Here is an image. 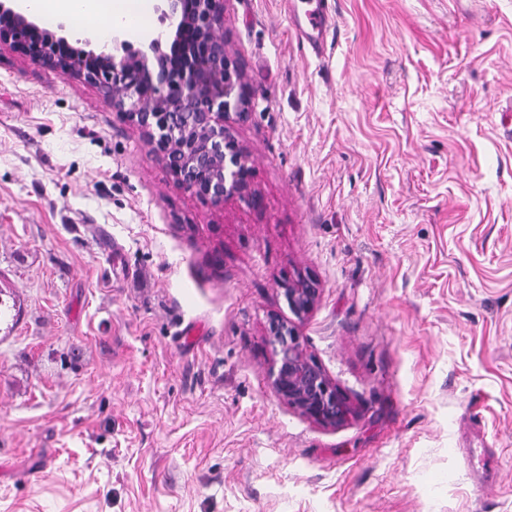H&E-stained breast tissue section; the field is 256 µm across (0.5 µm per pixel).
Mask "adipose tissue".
<instances>
[{
  "label": "adipose tissue",
  "instance_id": "obj_1",
  "mask_svg": "<svg viewBox=\"0 0 512 512\" xmlns=\"http://www.w3.org/2000/svg\"><path fill=\"white\" fill-rule=\"evenodd\" d=\"M20 9L40 19L53 22L66 20L77 32L106 30L119 24L126 31L140 34L148 31L151 5L149 0H17Z\"/></svg>",
  "mask_w": 512,
  "mask_h": 512
}]
</instances>
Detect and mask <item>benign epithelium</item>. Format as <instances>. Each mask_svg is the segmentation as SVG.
Wrapping results in <instances>:
<instances>
[{
    "mask_svg": "<svg viewBox=\"0 0 512 512\" xmlns=\"http://www.w3.org/2000/svg\"><path fill=\"white\" fill-rule=\"evenodd\" d=\"M155 11L163 28L147 49L115 38L113 51L96 52L0 0V46L96 87L153 146L175 180L200 198L217 206L250 193L249 153L236 129L251 115L253 91L240 59L225 49L224 0H156ZM283 291L295 319H267L266 336L276 346L271 388L307 418L341 424L351 407L323 366L306 354L295 323L314 309L320 288L298 278Z\"/></svg>",
    "mask_w": 512,
    "mask_h": 512,
    "instance_id": "1",
    "label": "benign epithelium"
}]
</instances>
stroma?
Wrapping results in <instances>:
<instances>
[{
    "mask_svg": "<svg viewBox=\"0 0 512 512\" xmlns=\"http://www.w3.org/2000/svg\"><path fill=\"white\" fill-rule=\"evenodd\" d=\"M224 0L254 198L0 47V512H512V0ZM352 408L274 394L270 314ZM284 295L288 307L297 320L305 318L314 309L320 294V288L314 280L298 278L284 285Z\"/></svg>",
    "mask_w": 512,
    "mask_h": 512,
    "instance_id": "stroma-1",
    "label": "stroma"
}]
</instances>
